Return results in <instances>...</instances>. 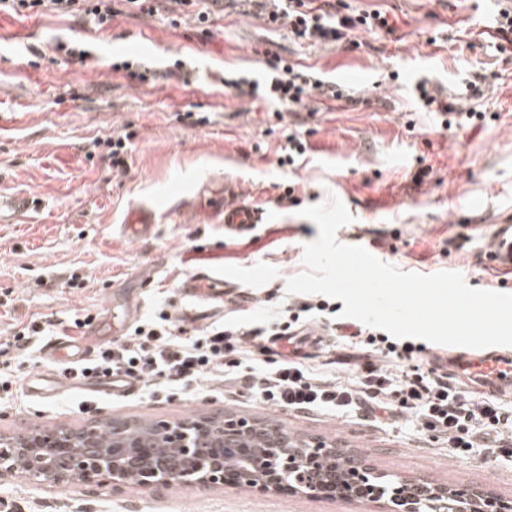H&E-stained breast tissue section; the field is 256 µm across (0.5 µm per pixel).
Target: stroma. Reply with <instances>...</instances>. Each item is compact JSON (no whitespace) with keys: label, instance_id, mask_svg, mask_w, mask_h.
Returning a JSON list of instances; mask_svg holds the SVG:
<instances>
[{"label":"stroma","instance_id":"35a3bbf8","mask_svg":"<svg viewBox=\"0 0 512 512\" xmlns=\"http://www.w3.org/2000/svg\"><path fill=\"white\" fill-rule=\"evenodd\" d=\"M349 14L379 10L389 29H356L342 42H300L267 24L256 0H224L202 35L195 8L167 0L153 16L132 7L102 29L77 17L0 14V370L20 390L0 391V443L35 429H85L111 422L148 424L223 417L279 423L289 436L358 457L368 470L429 486L478 488L512 501V465L459 455L440 432L419 438L405 419L384 425L333 414L270 408L246 385L208 382L204 392L171 388L100 400L79 411L82 390L56 399L30 397L24 385L60 374L50 340L26 351L6 343L37 317L68 320L90 310L105 334L114 315L123 333L155 310L173 320L193 315L202 329L224 320L247 323L264 303H288L287 280L302 271L304 244L317 225L301 209L338 197L353 220L341 243L421 274L456 271L468 286L498 290L484 271L488 235L512 217V45L492 33L500 0H344ZM81 44L76 60L56 41ZM309 66L355 103L312 95L302 105L250 100L228 87L249 73L264 79L268 55ZM124 58L158 69L142 83L113 71ZM485 74L478 109L498 113L492 125L445 129L426 111L415 86L427 80L445 102L467 98L473 74ZM132 134L128 167L112 169L92 155L93 138ZM305 155L280 165L289 136ZM234 183L264 209L245 236L225 234L211 213L214 194ZM291 200H284V193ZM159 210L155 236L131 241L119 232L136 206ZM223 273L237 302L203 311L177 290L196 272ZM86 279L66 287L70 274ZM363 352L325 335L311 365L333 359L330 374L347 378ZM10 512H393L387 501L281 494L221 482L165 487L76 479L65 485L18 472L0 477V504Z\"/></svg>","mask_w":512,"mask_h":512}]
</instances>
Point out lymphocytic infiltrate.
Here are the masks:
<instances>
[{
  "label": "lymphocytic infiltrate",
  "instance_id": "obj_1",
  "mask_svg": "<svg viewBox=\"0 0 512 512\" xmlns=\"http://www.w3.org/2000/svg\"><path fill=\"white\" fill-rule=\"evenodd\" d=\"M268 19L287 24L295 39L336 43L347 31L363 27L385 29L389 20L379 11L342 17L332 13L331 0H267ZM116 0H0V10L17 15L81 14L98 27L111 24L118 10ZM272 73L261 82L243 76L233 80L239 94L254 99H274L284 104H299L312 91L339 98L335 84L322 80L300 67L270 59ZM339 307L326 300L294 302L250 326L211 325L189 329L175 323L167 311L139 325L129 341L98 345L83 359L72 362L63 374L71 384L85 386L109 378H125L143 385L162 381L169 387H187L207 379L249 384L265 405L297 413L327 412L339 416L357 413L367 417L390 408L420 419L425 429L447 434L449 447L471 452L479 445L478 433H494L495 448L487 453L490 462L512 457V411L499 401H472L446 375L418 369L388 372V362L403 364L419 352V345L398 342L378 329L360 326L361 337L370 354L362 371L345 382L318 378L314 368L300 356L283 357L273 366H260L256 353H268L264 340L284 336L309 324L310 312L320 313L333 331L344 330L335 321Z\"/></svg>",
  "mask_w": 512,
  "mask_h": 512
}]
</instances>
